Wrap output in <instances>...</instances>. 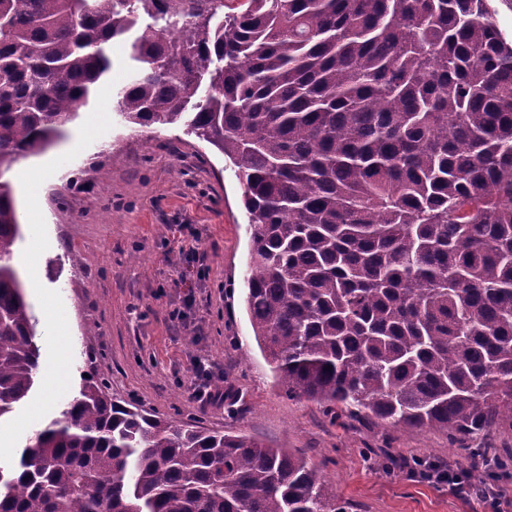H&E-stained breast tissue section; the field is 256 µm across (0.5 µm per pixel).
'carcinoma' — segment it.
I'll use <instances>...</instances> for the list:
<instances>
[{"instance_id":"carcinoma-1","label":"carcinoma","mask_w":512,"mask_h":512,"mask_svg":"<svg viewBox=\"0 0 512 512\" xmlns=\"http://www.w3.org/2000/svg\"><path fill=\"white\" fill-rule=\"evenodd\" d=\"M168 2L0 0V177L129 37L123 118L182 121L235 167L246 309L285 396L333 422L512 427V44L488 0ZM21 237L0 180V419L40 374ZM350 510L303 450L168 421L95 375L0 462V512Z\"/></svg>"}]
</instances>
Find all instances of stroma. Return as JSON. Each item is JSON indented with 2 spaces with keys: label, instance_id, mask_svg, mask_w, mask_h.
<instances>
[{
  "label": "stroma",
  "instance_id": "stroma-1",
  "mask_svg": "<svg viewBox=\"0 0 512 512\" xmlns=\"http://www.w3.org/2000/svg\"><path fill=\"white\" fill-rule=\"evenodd\" d=\"M112 77L101 83L62 135L32 165L65 156L49 173L43 221L23 223L15 246H39L41 281L25 295L37 317L42 361L54 351L41 323L45 304L66 316L69 381L50 392L40 378L0 421V457L15 461L33 431L58 416L86 374L112 395L163 418L275 448L302 449L353 512H493L487 498H463L444 482L383 470L370 452L452 465L467 440L429 429L381 427L369 417L330 422L314 401L276 385L244 305L250 226L232 164L182 126L138 129L119 112L100 120L134 74L127 42H113ZM198 253H188L193 237ZM180 318H172V311ZM218 366L231 404L193 396V361Z\"/></svg>",
  "mask_w": 512,
  "mask_h": 512
}]
</instances>
